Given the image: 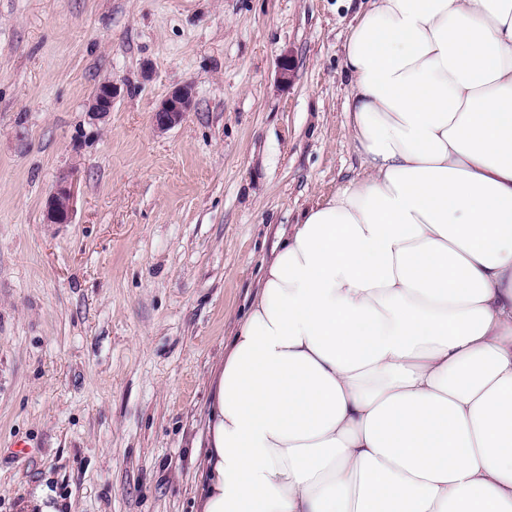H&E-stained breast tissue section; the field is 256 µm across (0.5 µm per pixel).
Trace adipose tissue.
I'll return each mask as SVG.
<instances>
[{
	"instance_id": "1",
	"label": "adipose tissue",
	"mask_w": 512,
	"mask_h": 512,
	"mask_svg": "<svg viewBox=\"0 0 512 512\" xmlns=\"http://www.w3.org/2000/svg\"><path fill=\"white\" fill-rule=\"evenodd\" d=\"M362 172L280 230L198 512H512V0H367Z\"/></svg>"
}]
</instances>
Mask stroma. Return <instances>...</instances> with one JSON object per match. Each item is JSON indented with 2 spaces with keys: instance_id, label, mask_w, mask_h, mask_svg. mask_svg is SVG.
Wrapping results in <instances>:
<instances>
[{
  "instance_id": "stroma-1",
  "label": "stroma",
  "mask_w": 512,
  "mask_h": 512,
  "mask_svg": "<svg viewBox=\"0 0 512 512\" xmlns=\"http://www.w3.org/2000/svg\"><path fill=\"white\" fill-rule=\"evenodd\" d=\"M360 5L0 0V512L45 489L193 512L213 372L277 231L360 170L341 72ZM184 84L193 110L156 133ZM73 170L72 222L44 223ZM118 95L117 84L104 80L96 85L88 101V113L94 120H104L112 111V103ZM193 108L192 88L189 86L174 88L152 114L151 122L154 131L164 133L170 130L178 125Z\"/></svg>"
}]
</instances>
